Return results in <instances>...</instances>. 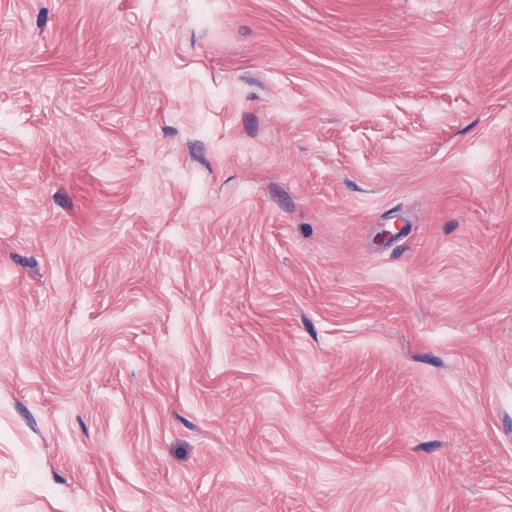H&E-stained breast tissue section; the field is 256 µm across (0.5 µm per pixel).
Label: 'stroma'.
Returning <instances> with one entry per match:
<instances>
[{
    "label": "stroma",
    "instance_id": "1",
    "mask_svg": "<svg viewBox=\"0 0 512 512\" xmlns=\"http://www.w3.org/2000/svg\"><path fill=\"white\" fill-rule=\"evenodd\" d=\"M0 512H512V0H0Z\"/></svg>",
    "mask_w": 512,
    "mask_h": 512
}]
</instances>
